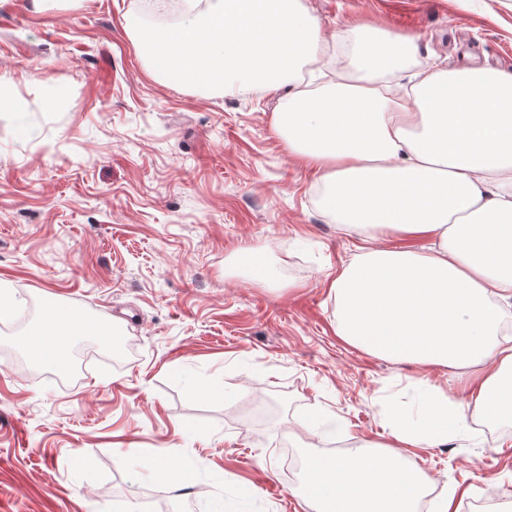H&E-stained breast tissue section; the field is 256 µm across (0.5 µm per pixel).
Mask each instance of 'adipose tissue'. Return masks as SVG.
<instances>
[{"label": "adipose tissue", "instance_id": "adipose-tissue-1", "mask_svg": "<svg viewBox=\"0 0 512 512\" xmlns=\"http://www.w3.org/2000/svg\"><path fill=\"white\" fill-rule=\"evenodd\" d=\"M160 28L130 25L141 56L165 79L232 94L296 81L327 43L300 0H187ZM406 40L367 28L342 52L352 82L300 89L274 117L289 155L316 176L321 208L367 233L333 281L338 333L392 359L466 370L471 409L428 391L430 422L390 415L394 439L447 440L465 413L512 416V340L501 304L512 301V73L427 68L395 89ZM427 240L423 250L376 242ZM80 328L48 309L25 339L29 354L61 365ZM428 476L385 449L358 457L308 454L302 490L314 512H417Z\"/></svg>", "mask_w": 512, "mask_h": 512}]
</instances>
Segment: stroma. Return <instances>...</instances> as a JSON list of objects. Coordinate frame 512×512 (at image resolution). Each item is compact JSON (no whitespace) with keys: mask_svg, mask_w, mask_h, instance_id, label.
<instances>
[{"mask_svg":"<svg viewBox=\"0 0 512 512\" xmlns=\"http://www.w3.org/2000/svg\"><path fill=\"white\" fill-rule=\"evenodd\" d=\"M330 46L358 25L413 41L398 81L431 65L512 72V0H301ZM154 0H0V289L30 309L0 320V512H313L287 448L336 456L390 439L422 384L467 402L460 372L394 361L337 333L330 284L365 246L318 204L312 172L273 128L293 92L214 94L156 75L128 23ZM261 251L253 280L237 250ZM83 316L70 372L23 340L43 312ZM107 325L120 350L94 336ZM178 448L190 488L140 467ZM402 455L453 496L512 495V419L467 417L447 444Z\"/></svg>","mask_w":512,"mask_h":512,"instance_id":"1","label":"stroma"}]
</instances>
